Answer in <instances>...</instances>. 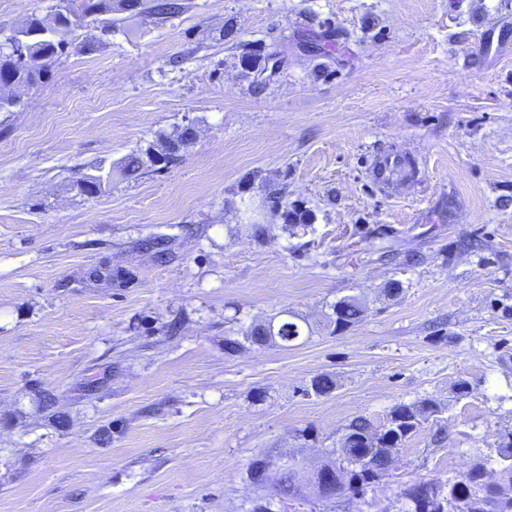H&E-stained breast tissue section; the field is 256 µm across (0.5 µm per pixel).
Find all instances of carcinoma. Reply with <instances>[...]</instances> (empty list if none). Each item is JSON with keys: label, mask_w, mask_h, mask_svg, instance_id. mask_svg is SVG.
<instances>
[{"label": "carcinoma", "mask_w": 512, "mask_h": 512, "mask_svg": "<svg viewBox=\"0 0 512 512\" xmlns=\"http://www.w3.org/2000/svg\"><path fill=\"white\" fill-rule=\"evenodd\" d=\"M184 5L179 0H125V10L131 15L150 13L163 19L182 11ZM112 0H83L80 8L72 6V0H57L53 17L56 27L36 15L30 16L18 28L9 41L14 50L0 51V85L34 87L51 71L55 62L65 55L72 46L70 35L89 16L100 25L105 36L112 34ZM189 142V129L184 128L164 139V153L158 155L152 149L145 153H132L124 162L119 174L126 178H137L145 170L164 161L176 160L179 151ZM268 211L283 219L284 223L299 226L310 223L308 212L288 201L286 187L281 186L267 191ZM331 312L325 315L326 327L332 332H343L363 319L366 308L356 296H344L330 306ZM302 336L300 325L290 319L260 323L245 331V339L253 345L264 346L280 340L290 346ZM438 412V405L432 399H424L410 404L399 403L388 414L387 425L376 430L373 422L359 415L345 426L344 433L336 448L339 461H330L341 471L342 480L336 494L350 493L357 496L363 493L370 483L381 478L390 462V449L404 446L407 439L417 432L427 417ZM499 483L490 485L483 479L485 466L476 463L453 482L448 483V501L454 503L464 498L473 504L472 512H504L512 507V432L500 436L499 441ZM300 473L290 467L282 473L276 495L282 500L295 496ZM434 490L432 484L423 482L414 485L406 492V499L412 507L405 512H423L426 496Z\"/></svg>", "instance_id": "carcinoma-1"}]
</instances>
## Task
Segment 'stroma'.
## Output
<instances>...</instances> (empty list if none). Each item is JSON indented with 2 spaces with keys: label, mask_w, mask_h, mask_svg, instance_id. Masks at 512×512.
Returning <instances> with one entry per match:
<instances>
[{
  "label": "stroma",
  "mask_w": 512,
  "mask_h": 512,
  "mask_svg": "<svg viewBox=\"0 0 512 512\" xmlns=\"http://www.w3.org/2000/svg\"><path fill=\"white\" fill-rule=\"evenodd\" d=\"M182 2L164 20L113 10L104 41L77 29L0 112V512H405L416 483L444 497L474 462L498 473L512 0ZM55 3L0 0V42ZM185 127L173 164L76 188ZM383 152L414 161L410 185L379 192ZM269 184L312 222L269 221ZM346 295L363 320L321 331ZM287 312L311 335L226 352ZM323 374L335 389L309 393ZM425 398L439 413L362 496L304 481L275 501L289 463L311 474L351 418L380 426Z\"/></svg>",
  "instance_id": "1"
}]
</instances>
